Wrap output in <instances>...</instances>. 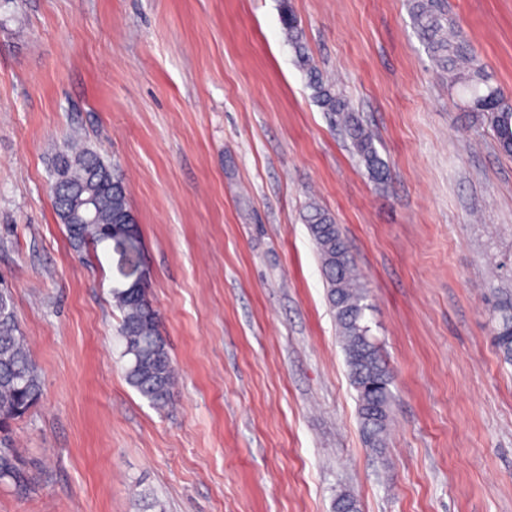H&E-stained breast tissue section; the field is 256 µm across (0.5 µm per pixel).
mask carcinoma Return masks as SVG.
I'll return each mask as SVG.
<instances>
[{
	"label": "carcinoma",
	"mask_w": 512,
	"mask_h": 512,
	"mask_svg": "<svg viewBox=\"0 0 512 512\" xmlns=\"http://www.w3.org/2000/svg\"><path fill=\"white\" fill-rule=\"evenodd\" d=\"M281 23L305 74L313 99L331 113L364 164L370 177H389L378 155L372 133L350 107L336 85L325 80L304 39L303 29L289 5L280 0ZM411 14L416 32L437 68L448 75V85L469 96V111L486 117L500 149L512 154V96L493 84L492 74L472 53L468 40L449 21L439 0H412ZM53 183L63 198L54 203L59 220L64 211L83 208L91 200L94 223L65 225L73 251L112 243L129 230L139 233L128 203L124 177L119 167L88 146L59 153L54 159ZM319 255L328 301L336 319L338 340L345 353L349 378L358 394V416L367 446L385 445L390 422L391 377L379 347L365 323L368 290L356 261L335 219L315 203L303 215ZM112 304L122 314L119 336L123 356L128 358L126 378L156 407L168 405L176 374L168 345L160 333V318L148 298V285L112 289ZM495 344L512 362V310L498 309L493 328ZM41 395V377L19 326L12 293L0 288V429L22 417ZM25 483L15 449L0 446V481Z\"/></svg>",
	"instance_id": "cac0c4a2"
}]
</instances>
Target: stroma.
Here are the masks:
<instances>
[{
  "label": "stroma",
  "mask_w": 512,
  "mask_h": 512,
  "mask_svg": "<svg viewBox=\"0 0 512 512\" xmlns=\"http://www.w3.org/2000/svg\"><path fill=\"white\" fill-rule=\"evenodd\" d=\"M374 136V181L314 103L280 0H0V281L42 376L9 426L28 478L0 512H512V156L463 111L407 0H290ZM512 94V0H443ZM119 166L177 369L124 377L111 248L50 196L73 137ZM335 219L391 374L365 444L309 203ZM498 317L493 328L495 344L506 361L512 362V311L498 307Z\"/></svg>",
  "instance_id": "35a3bbf8"
}]
</instances>
